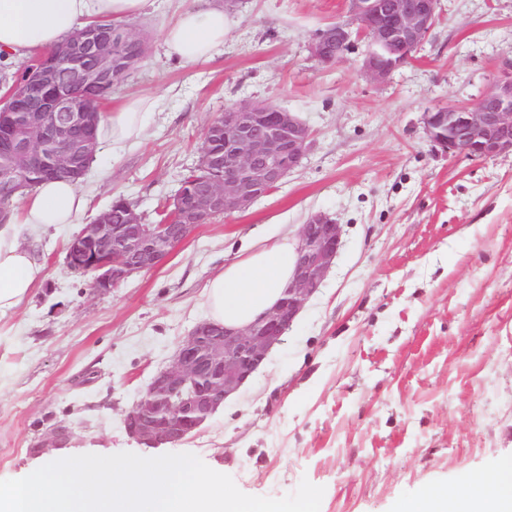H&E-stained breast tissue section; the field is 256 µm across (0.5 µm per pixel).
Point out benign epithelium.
<instances>
[{
  "label": "benign epithelium",
  "mask_w": 512,
  "mask_h": 512,
  "mask_svg": "<svg viewBox=\"0 0 512 512\" xmlns=\"http://www.w3.org/2000/svg\"><path fill=\"white\" fill-rule=\"evenodd\" d=\"M347 18L332 23L311 43L312 56L340 61L355 40L369 48L361 69L384 81L408 64L439 19V0H346ZM133 50L119 55L120 37L106 24L76 31L27 65L0 100V187L16 192L31 174L83 177L98 140V110L87 104L112 93L115 83L135 72L146 45L133 32ZM67 80H60V68ZM427 140L449 156L487 158L512 154V71L506 72L475 104L438 107L423 113ZM309 127L294 113L266 102H239L224 109V156L200 150L198 163L224 170V178L194 192L180 189L169 202V219L146 224L132 206L127 223L110 224L103 214L69 241L65 264L91 276V288L106 293L132 275L161 266L209 217L249 208L299 166L309 146ZM342 244V228L326 214L300 225L291 282L277 304L241 328L204 321L178 345L169 364L151 379L127 411V434L144 448H168L183 441L223 408L279 345L308 299L320 288ZM73 428L60 423L34 442L37 454L79 448Z\"/></svg>",
  "instance_id": "1"
}]
</instances>
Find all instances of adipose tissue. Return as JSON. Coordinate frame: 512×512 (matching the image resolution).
<instances>
[{"label": "adipose tissue", "instance_id": "ef3b65f1", "mask_svg": "<svg viewBox=\"0 0 512 512\" xmlns=\"http://www.w3.org/2000/svg\"><path fill=\"white\" fill-rule=\"evenodd\" d=\"M147 0H0V59L19 63L63 41L74 30L100 21L123 23L141 15ZM226 13L218 4L180 10L163 31L169 52L181 61H206L224 45ZM157 98L137 96L104 112L100 140L119 144L138 137ZM87 208L75 182L49 180L26 193L0 225V317L15 311L44 279L45 267L25 245L26 232L41 225L73 224ZM295 240L285 236L252 247L211 278L206 297L212 321L245 326L268 312L292 279ZM467 494L449 496L432 486L400 502L396 512H512V457L492 474L476 472Z\"/></svg>", "mask_w": 512, "mask_h": 512}]
</instances>
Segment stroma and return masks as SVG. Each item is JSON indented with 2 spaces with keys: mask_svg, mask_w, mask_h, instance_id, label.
I'll list each match as a JSON object with an SVG mask.
<instances>
[{
  "mask_svg": "<svg viewBox=\"0 0 512 512\" xmlns=\"http://www.w3.org/2000/svg\"><path fill=\"white\" fill-rule=\"evenodd\" d=\"M193 0H150L128 25L146 58L112 89L160 97L144 132L100 144L81 183L78 223L29 235L46 275L0 320V480L62 459L33 456L35 424L67 419L83 453L156 456L126 412L178 344L210 314L209 279L243 248L296 234L315 212L342 227L321 288L253 379L174 445L245 494L324 487L320 512H396L430 485L465 492L512 456V155L447 157L424 112L470 105L512 70V0H441L414 60L366 78L356 40L342 62L310 53L345 19V0H240L214 59L186 65L162 30ZM262 101L312 132L301 164L247 210L216 216L159 268L108 293L65 265V247L115 197L145 221L195 167L225 107Z\"/></svg>",
  "mask_w": 512,
  "mask_h": 512,
  "instance_id": "obj_1",
  "label": "stroma"
}]
</instances>
